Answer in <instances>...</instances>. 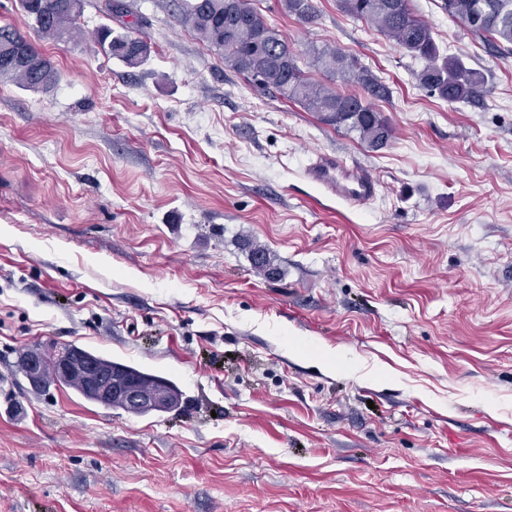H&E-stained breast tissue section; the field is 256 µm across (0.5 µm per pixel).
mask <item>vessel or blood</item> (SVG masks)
Returning a JSON list of instances; mask_svg holds the SVG:
<instances>
[{"label":"vessel or blood","instance_id":"1","mask_svg":"<svg viewBox=\"0 0 512 512\" xmlns=\"http://www.w3.org/2000/svg\"><path fill=\"white\" fill-rule=\"evenodd\" d=\"M308 179L337 199L352 205H364L374 199L378 183L356 165L338 155H317L306 170Z\"/></svg>","mask_w":512,"mask_h":512}]
</instances>
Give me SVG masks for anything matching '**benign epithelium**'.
Here are the masks:
<instances>
[{"instance_id":"1","label":"benign epithelium","mask_w":512,"mask_h":512,"mask_svg":"<svg viewBox=\"0 0 512 512\" xmlns=\"http://www.w3.org/2000/svg\"><path fill=\"white\" fill-rule=\"evenodd\" d=\"M52 362L57 380L80 385L97 404L104 407L120 406L124 411L145 416L167 412L178 403V397L165 385L143 387L140 381L121 372L102 366L86 355L63 350L49 356L31 351L20 362L30 385L42 384L46 362Z\"/></svg>"}]
</instances>
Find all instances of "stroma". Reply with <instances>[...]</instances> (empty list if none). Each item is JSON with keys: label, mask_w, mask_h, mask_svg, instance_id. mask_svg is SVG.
I'll return each mask as SVG.
<instances>
[{"label": "stroma", "mask_w": 512, "mask_h": 512, "mask_svg": "<svg viewBox=\"0 0 512 512\" xmlns=\"http://www.w3.org/2000/svg\"><path fill=\"white\" fill-rule=\"evenodd\" d=\"M133 2L139 67L85 0L82 40L34 41L54 88L0 83V512H512V51L412 0L486 76L451 104L336 0L310 26L252 0L295 52L329 45L389 87L373 151L249 84L176 0ZM322 153L375 199L310 182ZM70 344L173 380L180 408L32 390L20 355ZM112 33L110 27L100 29L97 32V42L106 53L119 58L127 65L135 67L150 54V45L138 33L131 31L116 36H112ZM308 179L337 199L364 205L374 199L378 182L339 155L319 154L306 170Z\"/></svg>", "instance_id": "35a3bbf8"}]
</instances>
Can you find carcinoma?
<instances>
[{
	"label": "carcinoma",
	"mask_w": 512,
	"mask_h": 512,
	"mask_svg": "<svg viewBox=\"0 0 512 512\" xmlns=\"http://www.w3.org/2000/svg\"><path fill=\"white\" fill-rule=\"evenodd\" d=\"M341 11L392 39L397 46L425 62L419 85L449 103L470 101L485 93L484 74L455 56L442 57L429 25L415 14L411 0H337ZM20 11L43 38L73 42L81 35L77 25L84 0H18ZM282 10L304 24L317 20L314 0H281ZM443 10L471 33L498 46H512V0H443ZM178 20L214 51L224 64L251 84L274 90L285 103L296 104L330 126L357 134L367 148L378 150L393 138L391 124L358 94H342L331 85L311 80L300 67V55L288 38L268 22L251 0H177ZM105 52L129 66L140 64L150 45L138 33L112 35L97 32ZM311 65L330 77L336 75L362 85L375 98L389 95L388 87L357 59L327 45L305 51ZM58 71L31 39L16 26L0 25V82L32 91L55 86ZM254 268L275 270V256L258 244L249 245Z\"/></svg>",
	"instance_id": "obj_1"
}]
</instances>
